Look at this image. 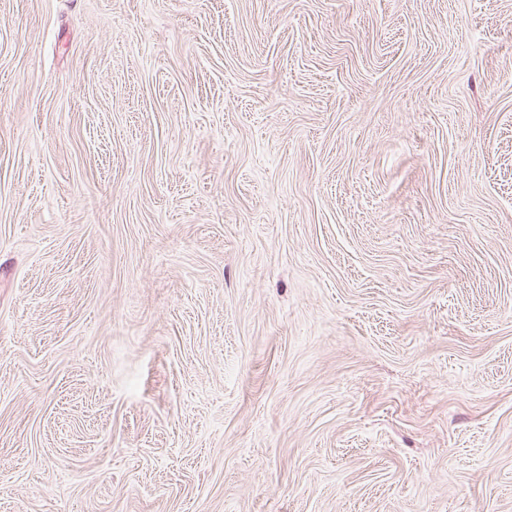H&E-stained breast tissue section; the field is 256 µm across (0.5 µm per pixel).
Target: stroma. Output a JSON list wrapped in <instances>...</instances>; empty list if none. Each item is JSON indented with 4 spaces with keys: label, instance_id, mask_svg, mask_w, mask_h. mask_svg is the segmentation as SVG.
<instances>
[{
    "label": "stroma",
    "instance_id": "35a3bbf8",
    "mask_svg": "<svg viewBox=\"0 0 512 512\" xmlns=\"http://www.w3.org/2000/svg\"><path fill=\"white\" fill-rule=\"evenodd\" d=\"M0 512H512V0H0Z\"/></svg>",
    "mask_w": 512,
    "mask_h": 512
}]
</instances>
